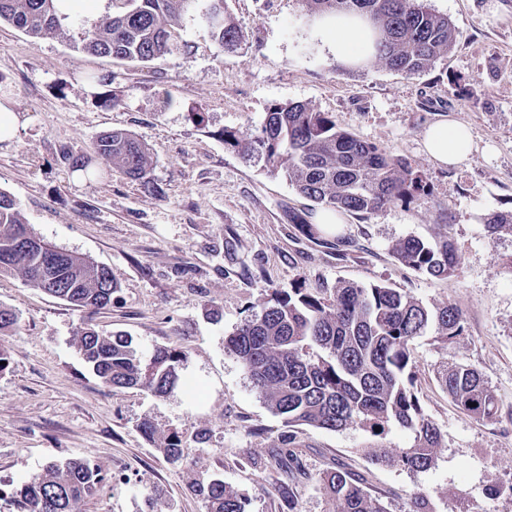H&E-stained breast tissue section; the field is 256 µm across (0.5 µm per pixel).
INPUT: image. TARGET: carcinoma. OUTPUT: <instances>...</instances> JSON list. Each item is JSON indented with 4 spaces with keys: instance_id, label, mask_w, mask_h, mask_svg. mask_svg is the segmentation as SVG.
<instances>
[{
    "instance_id": "obj_1",
    "label": "carcinoma",
    "mask_w": 512,
    "mask_h": 512,
    "mask_svg": "<svg viewBox=\"0 0 512 512\" xmlns=\"http://www.w3.org/2000/svg\"><path fill=\"white\" fill-rule=\"evenodd\" d=\"M199 0H111L112 15L87 28L82 49L129 62L149 63L170 54L184 15ZM318 13L356 12L378 33L375 56L391 70L420 74L448 53L455 33L448 18L432 12L425 0H307ZM56 0H0V23L29 37L53 36L60 29ZM201 19L221 52L233 51L239 29L224 0H207ZM224 144L264 160L281 172L295 189L316 205L335 212L373 214L394 201L407 202L425 191L422 178L404 160L353 137L336 127L331 115L300 103L272 105L253 140L244 143L224 132ZM99 154L119 165L144 191L159 194L149 176L150 148L124 131L98 139ZM25 225L16 202L0 191V273H14L27 284L60 298L77 309L100 310L112 305L116 288L102 287L104 271L73 254L58 262V279L38 276L37 254L17 244ZM488 234L512 235V212L487 219ZM411 269L449 278L458 270L452 243L407 237L392 248ZM272 304L244 323L227 339V348L242 364L253 386L273 413L288 427L307 425L340 431L362 425L380 436L398 425L413 436V444L392 457L372 451L381 465H401L412 471L430 468L440 434L424 414L415 392L416 366L411 344L434 332L444 342L462 334L460 310L445 304L430 308L412 296L382 283L345 284L334 300L318 288H275ZM78 350L102 382L113 388L140 387L157 396L171 395L179 383L181 352L154 350L144 361L126 334H106L91 325L81 328ZM448 397L480 420L496 416V397L483 374L468 365L439 376ZM171 462L182 457L181 439L172 434L160 448ZM106 481L100 467L87 457L48 463L20 485H6L17 512H80L85 499ZM322 489L340 503V512H387L348 473L321 476ZM192 488L206 512H248V499L219 476L196 478Z\"/></svg>"
}]
</instances>
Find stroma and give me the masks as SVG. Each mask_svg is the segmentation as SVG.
Returning <instances> with one entry per match:
<instances>
[{
	"instance_id": "1",
	"label": "stroma",
	"mask_w": 512,
	"mask_h": 512,
	"mask_svg": "<svg viewBox=\"0 0 512 512\" xmlns=\"http://www.w3.org/2000/svg\"><path fill=\"white\" fill-rule=\"evenodd\" d=\"M455 32L451 51L406 75L378 59L353 67L313 36L305 0H226L242 42L219 51L199 13L182 21L178 49L153 62L87 54L84 25L109 0L59 35L35 40L0 24V103L20 118L0 142V191L31 230L59 250L106 267L112 304L91 313L0 274V305L18 316L0 333L10 365L0 373V480L21 484L48 462L92 458L108 480L83 512H206L192 478L221 477L249 512H337L320 478L347 471L389 512H512V495H488L489 479L512 483V236L490 238L484 220L512 212V0H427ZM109 77L95 95L85 75ZM331 113L338 128L384 148L422 175L427 190L377 213H344L335 232L310 237L289 213L312 219L316 204L283 174L225 145L250 140L274 103ZM450 119L469 126L472 148L454 168L436 165L425 130ZM121 130L152 150L159 195L99 156L102 133ZM87 173L72 171V159ZM448 236L456 276L434 278L401 264L398 240ZM382 282L428 306L455 305L464 331L413 345L425 415L442 446L412 472L374 465L369 449L394 454L412 438L354 426L331 432L287 427L253 387L226 338L261 314L276 288ZM132 336L142 357L159 346L182 354L179 387L160 398L104 385L76 347L85 324ZM479 369L498 413L476 419L442 390L438 374ZM178 433L169 462L138 425Z\"/></svg>"
}]
</instances>
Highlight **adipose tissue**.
Listing matches in <instances>:
<instances>
[{
	"mask_svg": "<svg viewBox=\"0 0 512 512\" xmlns=\"http://www.w3.org/2000/svg\"><path fill=\"white\" fill-rule=\"evenodd\" d=\"M315 29L320 37L328 38L338 60L353 66L363 64L371 55L372 26L366 19L345 13L318 18ZM427 155L442 165H457L467 158L472 136L465 124L442 120L429 126L424 133Z\"/></svg>",
	"mask_w": 512,
	"mask_h": 512,
	"instance_id": "adipose-tissue-1",
	"label": "adipose tissue"
}]
</instances>
